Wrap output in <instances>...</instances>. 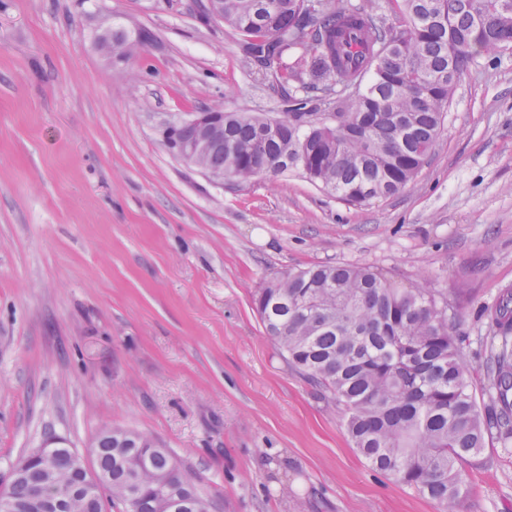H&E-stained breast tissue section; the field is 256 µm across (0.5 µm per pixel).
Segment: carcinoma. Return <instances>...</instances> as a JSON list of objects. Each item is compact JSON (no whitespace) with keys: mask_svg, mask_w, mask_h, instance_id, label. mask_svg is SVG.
Listing matches in <instances>:
<instances>
[{"mask_svg":"<svg viewBox=\"0 0 512 512\" xmlns=\"http://www.w3.org/2000/svg\"><path fill=\"white\" fill-rule=\"evenodd\" d=\"M222 0L221 19L239 35L246 63L281 91V118L226 112L219 144L190 163L229 180L298 173L354 206L408 188L439 137L457 77L512 38L501 0H395L385 26L365 4L323 0ZM112 45L144 50L150 36L113 22ZM370 75L360 96L336 112L318 92ZM266 335L288 365L325 400L342 407L355 448L375 469L458 512L470 493L460 465L489 436L512 443V291L490 311L484 363L488 404L470 394L462 340L448 297L418 285L396 288L369 267L320 264L290 270L253 296ZM136 448L97 449L112 490L76 492L66 459L50 476L58 512H209L173 456L148 434Z\"/></svg>","mask_w":512,"mask_h":512,"instance_id":"cac0c4a2","label":"carcinoma"}]
</instances>
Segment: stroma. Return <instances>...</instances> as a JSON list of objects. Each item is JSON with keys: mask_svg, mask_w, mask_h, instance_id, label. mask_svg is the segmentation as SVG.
I'll use <instances>...</instances> for the list:
<instances>
[{"mask_svg": "<svg viewBox=\"0 0 512 512\" xmlns=\"http://www.w3.org/2000/svg\"><path fill=\"white\" fill-rule=\"evenodd\" d=\"M201 0H0V490L49 437L143 432L211 512H438L372 468L292 370L252 296L288 270L365 266L448 296L485 404L484 308L512 290V50L478 56L414 184L353 206L297 175L219 181L158 128L207 107L279 117ZM152 36L109 64L100 9ZM462 469L460 512H512V447Z\"/></svg>", "mask_w": 512, "mask_h": 512, "instance_id": "1", "label": "stroma"}]
</instances>
